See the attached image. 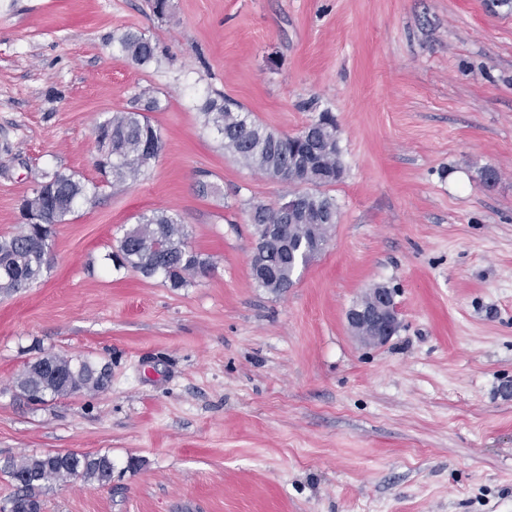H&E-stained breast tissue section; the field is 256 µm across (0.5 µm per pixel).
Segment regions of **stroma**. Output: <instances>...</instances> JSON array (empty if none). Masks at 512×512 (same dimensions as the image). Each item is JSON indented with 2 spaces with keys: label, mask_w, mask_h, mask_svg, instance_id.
Listing matches in <instances>:
<instances>
[{
  "label": "stroma",
  "mask_w": 512,
  "mask_h": 512,
  "mask_svg": "<svg viewBox=\"0 0 512 512\" xmlns=\"http://www.w3.org/2000/svg\"><path fill=\"white\" fill-rule=\"evenodd\" d=\"M128 31L152 63L117 50ZM218 95L281 134L335 119L336 222L287 292L251 276L248 210L288 187L204 126ZM119 111L164 147L112 185L94 129ZM53 170L99 190L57 226L51 269L0 295V460L105 454L114 472L49 485L41 512H512V8L0 0V236ZM159 209L210 265L187 287L107 258ZM378 285L400 328L376 347L346 313ZM47 353L108 365V390L15 396ZM112 41L117 49L136 65H148L155 56V45L141 35L125 32L118 37H113Z\"/></svg>",
  "instance_id": "1"
}]
</instances>
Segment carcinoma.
Instances as JSON below:
<instances>
[{
  "label": "carcinoma",
  "instance_id": "obj_1",
  "mask_svg": "<svg viewBox=\"0 0 512 512\" xmlns=\"http://www.w3.org/2000/svg\"><path fill=\"white\" fill-rule=\"evenodd\" d=\"M112 41L139 66L150 64L155 56V45L135 33L125 32ZM202 116L204 124L222 137L224 149L245 166L278 181L288 173L292 175L288 185L304 186L288 192L292 204L286 210L259 204L249 212L252 226H276V232L257 241L254 248L270 274L257 273L253 279L262 288L282 293L294 285L296 271L324 249L336 224V201L327 192L339 182L336 171L342 169L336 125L324 112L297 134H276L252 120L250 113L233 110L221 96L206 101ZM99 127L111 129L109 141L97 142V151L109 157L104 173L114 182L137 180L162 151L160 131L140 112H116ZM42 181L56 188L48 202L50 223H26L18 232L0 236V294L16 293L50 270L54 227L90 198L87 184L60 170L44 173ZM108 259L118 271L132 270L147 278L160 275L172 288H184L193 277L209 271L208 262L188 246L184 225L164 211L142 217L125 231ZM108 385L107 367L47 353L25 367L13 389L31 400L98 393ZM113 470L106 455L71 451L7 459L0 466L18 488L7 499L9 512H40L39 494L51 483L81 477L103 486L111 482Z\"/></svg>",
  "mask_w": 512,
  "mask_h": 512
}]
</instances>
